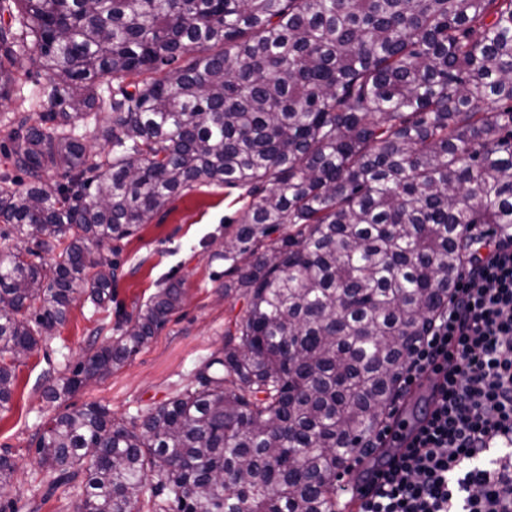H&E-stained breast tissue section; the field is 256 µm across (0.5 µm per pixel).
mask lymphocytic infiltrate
Instances as JSON below:
<instances>
[{"label":"lymphocytic infiltrate","mask_w":512,"mask_h":512,"mask_svg":"<svg viewBox=\"0 0 512 512\" xmlns=\"http://www.w3.org/2000/svg\"><path fill=\"white\" fill-rule=\"evenodd\" d=\"M429 372L440 397L361 512H512V231L486 235L412 345L405 386Z\"/></svg>","instance_id":"f902f5d3"}]
</instances>
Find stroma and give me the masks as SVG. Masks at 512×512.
I'll return each instance as SVG.
<instances>
[{
    "label": "stroma",
    "instance_id": "obj_1",
    "mask_svg": "<svg viewBox=\"0 0 512 512\" xmlns=\"http://www.w3.org/2000/svg\"><path fill=\"white\" fill-rule=\"evenodd\" d=\"M49 78L31 70L11 99L0 101V172L13 171L8 154L16 116L38 123ZM251 202L245 190L196 187L174 198L132 237L102 250L116 264L112 300L96 310L73 302L67 321L53 337L20 359L10 411L0 415V453L15 460L11 484L0 491V512H73L64 489L48 492L35 443L43 422L64 407L105 405L116 419L146 411L171 391L189 384L198 363L224 343V334L243 315L246 301L232 288L227 262L215 256L233 238ZM180 282L183 298L162 329L112 374L61 400L46 397L47 386L68 375L95 347L112 336L123 315L135 312L164 283Z\"/></svg>",
    "mask_w": 512,
    "mask_h": 512
}]
</instances>
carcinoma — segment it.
Wrapping results in <instances>:
<instances>
[{
  "label": "carcinoma",
  "mask_w": 512,
  "mask_h": 512,
  "mask_svg": "<svg viewBox=\"0 0 512 512\" xmlns=\"http://www.w3.org/2000/svg\"><path fill=\"white\" fill-rule=\"evenodd\" d=\"M14 2L0 99L27 53L49 87L39 124L11 134L29 181L0 175V238L35 244L0 253V414L17 352L77 296L112 300L116 266L94 248L185 189L241 188L235 248L215 257L247 307L223 347L126 420L57 413L38 464L76 512H336V474L388 417L411 340L485 227L512 226V0ZM103 81L106 155L74 133ZM283 224L296 234L268 241ZM182 296L164 284L46 396L123 366Z\"/></svg>",
  "instance_id": "1"
}]
</instances>
